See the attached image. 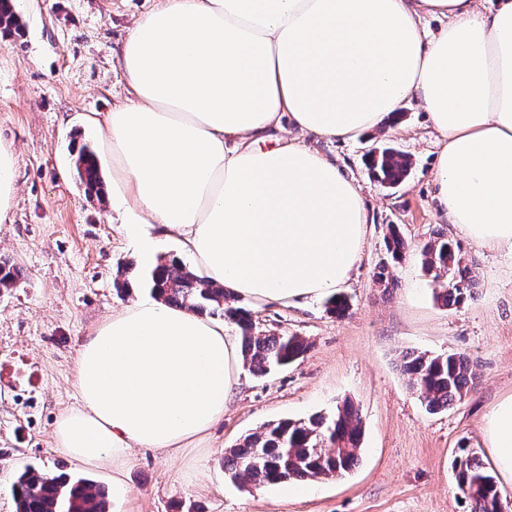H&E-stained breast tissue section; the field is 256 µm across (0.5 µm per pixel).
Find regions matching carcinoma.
I'll return each mask as SVG.
<instances>
[{
	"label": "carcinoma",
	"instance_id": "obj_1",
	"mask_svg": "<svg viewBox=\"0 0 512 512\" xmlns=\"http://www.w3.org/2000/svg\"><path fill=\"white\" fill-rule=\"evenodd\" d=\"M22 23L12 0H0V36L21 35ZM375 178L396 185L406 176L410 162L400 151L387 147L376 161H369ZM76 167L86 194L105 201L106 191L94 148L85 143ZM385 246L394 263L406 256V243L395 224L388 225ZM422 266L439 285L434 299L444 307H457L472 297V270L458 243L442 231L423 245ZM20 277V269L0 259V288L7 290ZM143 283L162 302L191 309L201 315L223 317L240 330L241 351L251 374L259 377L294 363L304 356L309 343L286 333L261 334L254 330L251 313L236 305L224 289L199 276L183 262L161 260L142 274ZM400 368L410 386L430 412L446 410L460 402L478 372L464 354L443 352L430 355L411 352ZM361 418L354 405L345 401L331 415L315 414L306 420L286 419L245 435L224 455V468L234 480L253 485L303 482L342 475L359 462ZM459 469V489L474 504V512H501L503 497L498 483L479 457L462 446L454 460ZM16 512H107L105 490L95 481L62 473L43 479L25 468L12 487Z\"/></svg>",
	"mask_w": 512,
	"mask_h": 512
}]
</instances>
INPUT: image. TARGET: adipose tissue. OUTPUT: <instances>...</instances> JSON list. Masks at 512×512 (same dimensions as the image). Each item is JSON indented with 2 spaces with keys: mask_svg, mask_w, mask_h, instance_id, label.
<instances>
[{
  "mask_svg": "<svg viewBox=\"0 0 512 512\" xmlns=\"http://www.w3.org/2000/svg\"><path fill=\"white\" fill-rule=\"evenodd\" d=\"M427 16L437 33H421ZM119 56L129 97L97 122L112 207L175 239L231 297L334 295L365 242L360 186L303 145L263 149L272 132L350 140L413 101L440 143L442 218L512 248V0H160ZM240 360L223 323L137 298L82 343L81 404L56 444L117 471L130 449L188 447L223 418ZM483 431L512 484V399Z\"/></svg>",
  "mask_w": 512,
  "mask_h": 512,
  "instance_id": "adipose-tissue-1",
  "label": "adipose tissue"
}]
</instances>
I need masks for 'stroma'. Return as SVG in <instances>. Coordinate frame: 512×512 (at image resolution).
I'll use <instances>...</instances> for the list:
<instances>
[{
  "mask_svg": "<svg viewBox=\"0 0 512 512\" xmlns=\"http://www.w3.org/2000/svg\"><path fill=\"white\" fill-rule=\"evenodd\" d=\"M158 0H14L25 24L0 43V142L15 154L16 197L0 224V256L23 275L0 291V364L26 372L28 385L0 378V512H15L11 486L25 467L112 483L107 462L83 464L54 445L59 415L79 403L75 360L97 325L142 296L117 292L118 269L137 253L111 202L89 198L73 146L92 143L102 174L112 162L94 121L122 104L127 83L117 55L135 21ZM284 139L336 159L361 186L370 222L361 259L343 293L341 317L325 299L254 306L256 326L305 338L310 348L286 368L258 378L241 370L224 418L177 456L132 449L109 512H471L452 470L457 448L486 457L483 418L512 398V251L479 245L436 210L431 171L438 147L426 111L409 104L394 130L378 127L344 142ZM389 145L411 169L395 187L373 177L366 152ZM408 252L393 280L377 284L388 225ZM461 246L475 280L472 298L446 309L433 299L420 250L436 229ZM407 351L461 352L478 368L474 389L447 410L428 412L399 368ZM351 401L363 421L359 464L339 478L308 481L286 496L278 485L241 487L224 453L263 424L333 413Z\"/></svg>",
  "mask_w": 512,
  "mask_h": 512,
  "instance_id": "1",
  "label": "stroma"
}]
</instances>
